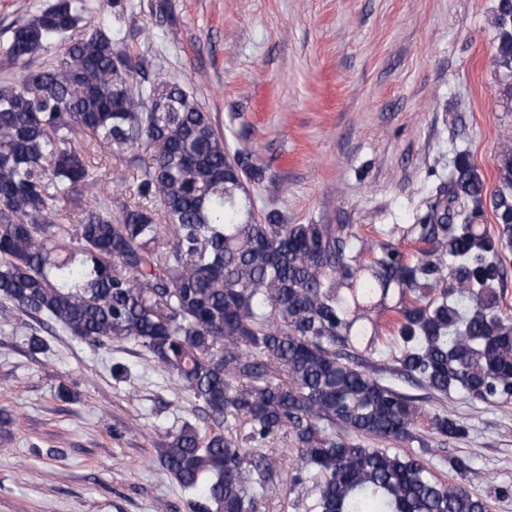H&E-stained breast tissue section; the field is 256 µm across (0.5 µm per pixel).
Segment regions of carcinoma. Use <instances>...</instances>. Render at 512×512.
Segmentation results:
<instances>
[{
    "label": "carcinoma",
    "mask_w": 512,
    "mask_h": 512,
    "mask_svg": "<svg viewBox=\"0 0 512 512\" xmlns=\"http://www.w3.org/2000/svg\"><path fill=\"white\" fill-rule=\"evenodd\" d=\"M87 0L55 3L18 24L6 52L24 62L55 40L59 60L0 79V298L45 326L101 348L139 345L210 421L158 436L161 472L189 491L188 512H259L292 438L290 482L312 484L306 512H486L467 458L438 480L413 452L421 408L356 362L390 334L389 371L446 397L512 402V316L502 312L500 252L512 240V141L500 186L464 156L432 186L412 224L381 238L349 224L256 217L251 154L227 146L181 85L134 82L120 31H79ZM496 64L512 72V0H498ZM99 147L151 149L139 193L152 206H88L60 237L49 192L89 197L75 126ZM491 206L499 229L481 224ZM417 245L410 255L401 243ZM245 430L243 438L233 429ZM433 439L466 427L429 416ZM370 439L383 447H369Z\"/></svg>",
    "instance_id": "1"
}]
</instances>
